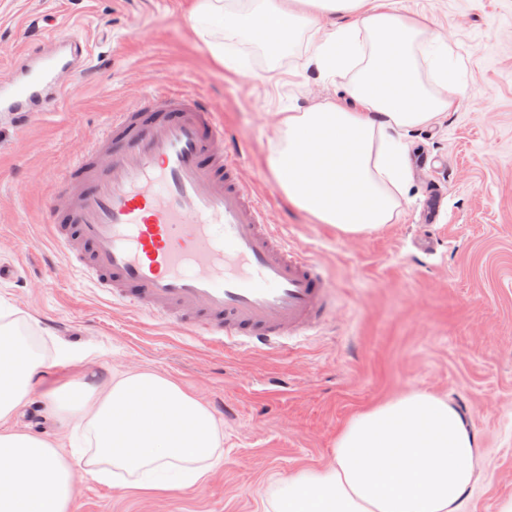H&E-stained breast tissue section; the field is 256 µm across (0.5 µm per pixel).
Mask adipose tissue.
<instances>
[{"instance_id": "adipose-tissue-1", "label": "adipose tissue", "mask_w": 512, "mask_h": 512, "mask_svg": "<svg viewBox=\"0 0 512 512\" xmlns=\"http://www.w3.org/2000/svg\"><path fill=\"white\" fill-rule=\"evenodd\" d=\"M399 0H194L186 20L213 58L255 78L225 39L260 44L270 56L306 40V66L323 80L349 75L348 103L324 100L281 112L268 164L300 210L346 235L392 223L401 213L402 134L453 109L430 89L447 80L446 42ZM329 24H322V17ZM0 305V512H72L73 483L186 491L204 484L224 442L211 409L153 371L79 378L48 392L50 410L77 434L68 446L22 432L16 415L44 360ZM332 463L282 480L262 512H463L477 481L474 436L447 398L412 391L353 416Z\"/></svg>"}]
</instances>
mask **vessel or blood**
Instances as JSON below:
<instances>
[{"label":"vessel or blood","instance_id":"vessel-or-blood-1","mask_svg":"<svg viewBox=\"0 0 512 512\" xmlns=\"http://www.w3.org/2000/svg\"><path fill=\"white\" fill-rule=\"evenodd\" d=\"M82 53L75 38L20 47L0 112L39 111ZM224 140L196 95L148 94L66 170L68 202L51 210L49 230L113 298L261 350L319 327L332 292L321 264L271 231Z\"/></svg>","mask_w":512,"mask_h":512}]
</instances>
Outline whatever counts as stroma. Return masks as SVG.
Masks as SVG:
<instances>
[{
	"instance_id": "35a3bbf8",
	"label": "stroma",
	"mask_w": 512,
	"mask_h": 512,
	"mask_svg": "<svg viewBox=\"0 0 512 512\" xmlns=\"http://www.w3.org/2000/svg\"><path fill=\"white\" fill-rule=\"evenodd\" d=\"M192 3L0 0V80L15 47L46 23L88 47L79 70L60 72L56 105L21 126L0 115V262L21 269L0 280V304L31 324L46 362L19 427L66 438L46 391L104 364L155 371L208 404L224 434L208 481L147 495L81 472L73 512H261L279 478L332 463L356 413L426 390L451 400L480 448L468 512H501L512 502V0H403L458 59L459 77L441 88L457 107L405 135L403 213L363 236L295 208L267 165L280 112L335 98L334 86L304 71L300 55L268 61L228 39L225 52L264 70L260 80L239 77L186 24ZM177 90L218 111L272 231L320 261L336 288L335 313L291 348L252 351L112 300L47 234L50 209L66 201V169L113 113ZM432 194L444 213L424 224ZM427 237L425 253L417 243Z\"/></svg>"
}]
</instances>
